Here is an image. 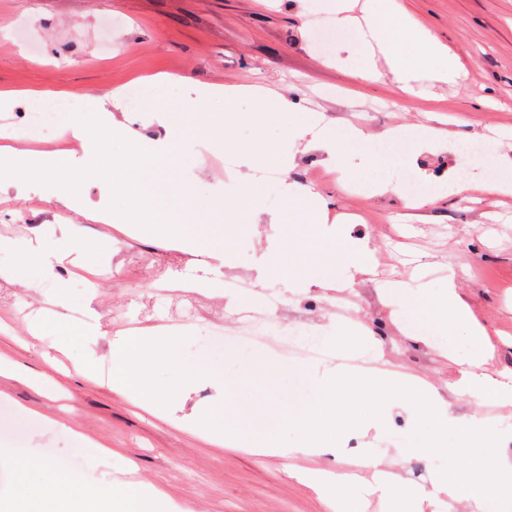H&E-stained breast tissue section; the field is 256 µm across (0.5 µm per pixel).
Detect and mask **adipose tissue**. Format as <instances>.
Instances as JSON below:
<instances>
[{"mask_svg":"<svg viewBox=\"0 0 512 512\" xmlns=\"http://www.w3.org/2000/svg\"><path fill=\"white\" fill-rule=\"evenodd\" d=\"M326 10L340 31L357 30L368 46L363 60L361 76L379 78L378 60H385L388 72L404 92L414 90L415 82L423 79L442 83L454 82L460 75L456 55L424 27L404 14L393 0H365L364 29H356L351 15V0H327ZM284 206L272 216V223L283 227L295 224H313L327 207L326 201L295 184H284ZM0 251L18 255L22 261H35L46 274H54L71 253H79L76 265L88 274L98 272L100 248L63 236L59 249L53 253L41 251L38 241L4 242ZM295 244L290 235L280 237V250L268 256L264 263V280L280 281L302 278L306 272L305 260L296 258ZM54 312L41 320L33 329V336L55 337L58 348L79 347L84 356L73 363L75 373L93 378L97 375L95 346L102 334L96 318L74 320L68 314L66 295L57 296ZM439 314L452 321L469 336L473 350L459 359L460 378L456 383L459 394L491 405L512 403V376L493 377L483 373L482 367L492 358L493 346L482 331L476 329L470 310L455 286H448L441 298ZM156 331H130L114 336L111 342L112 390L137 402L151 413L167 417L172 401L186 396L199 382L200 371L183 367L170 350L161 344ZM168 364L171 381L157 385L152 377L151 363ZM215 396L205 409L197 411L190 420L182 422L183 430L206 433L216 445L235 440L236 428L224 422L226 387L214 380ZM10 467L14 485L9 497L0 499V512H172L160 495L140 482L115 480L102 488L82 481L73 473L60 469L54 463L29 454L21 448H0V465Z\"/></svg>","mask_w":512,"mask_h":512,"instance_id":"obj_1","label":"adipose tissue"}]
</instances>
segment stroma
Returning a JSON list of instances; mask_svg holds the SVG:
<instances>
[{
	"label": "stroma",
	"instance_id": "1",
	"mask_svg": "<svg viewBox=\"0 0 512 512\" xmlns=\"http://www.w3.org/2000/svg\"><path fill=\"white\" fill-rule=\"evenodd\" d=\"M410 16L455 52L462 64L453 84L422 82V96L402 92L390 76L364 80L358 75L362 49L341 51L331 15L317 0H0V91L15 92L0 123H20L31 104L29 92L54 97L66 93L76 112L97 110L105 94L139 83L146 95L132 110L131 126L145 138L164 135L163 114L185 111L196 94L209 87L259 85L271 99L299 98L318 113L324 125H354L369 135L375 152L388 161L375 169L368 154L352 149L346 171H332L324 153L296 155L285 178L265 182L258 211H238L240 232L232 239L231 265L208 274L206 281L186 289L196 298L192 315L177 328L183 366L224 377L228 383L226 417L239 423L238 444L220 447L205 435L175 427L193 407L211 403L209 381L198 382L186 402L170 406L161 419L114 393L105 378L111 371L108 340L133 328H155L166 317L155 298L159 288L186 269L187 255L174 240L130 224L118 230L56 208L45 192H0L13 208L14 224L0 226L2 239L39 237L42 249L55 250L62 225H72L82 240H106L100 264L108 275L91 289L80 278L44 274L28 264L26 283L10 284L0 297V357L16 368L0 376V445L24 448L58 460L82 456L75 473L98 484L135 476L161 489L180 512H334L330 502L296 475L300 468L350 472L349 459L364 448L387 457L394 473L410 485L426 486L441 471L440 455L419 452L410 444L417 426L412 404L386 406L381 418L368 419L341 435L342 455L326 453L285 463L276 457L252 455V443L273 437L278 424L243 426L246 404L274 395L280 421L302 404L288 384L290 373L302 372L310 392H317L326 362H301L280 357V377L271 386L244 375L245 366L262 358L264 348L245 352L225 346L223 331L234 330L245 308L224 290L226 279L250 283L256 305L285 330L305 341L337 333L327 353L345 355L346 369L368 368L423 379L440 395L458 380L453 356L468 352L452 326L434 317L447 279H454L475 324L484 328L495 354L484 367L494 375L512 370V195L457 191L440 171H465L468 181L490 183L499 171L491 158L464 164L465 143L500 135L512 144V0H402ZM210 109L228 116L224 136L242 149L260 146L285 152L284 126L268 118L260 124L244 120L252 109L249 98L227 103L216 97ZM440 130L436 152L418 154L425 128ZM405 135L389 140L390 130ZM186 129L182 140L190 153L179 170L203 196L234 187L241 178H255L256 169L237 165L224 173V150L192 143ZM418 158L433 181L403 187L402 195H374L378 178L401 184L399 167ZM307 186L329 204L322 223L308 225L304 240L317 256L298 291L273 283L281 298L267 305L257 270L277 235L269 218L283 205L281 181ZM428 197L422 207L407 206L403 195ZM359 240L376 260L372 277L348 279L357 255L347 247ZM402 283L414 308L424 310V330L395 323L393 283ZM65 291L73 319L95 315L104 333L97 349L101 380L72 374L80 356L74 348L57 355L49 367L45 353L53 339L32 338L29 325L47 299ZM353 296L350 311L336 313V295ZM451 415L485 419L499 434V448L512 455V404L490 407L466 397L449 396Z\"/></svg>",
	"mask_w": 512,
	"mask_h": 512
}]
</instances>
